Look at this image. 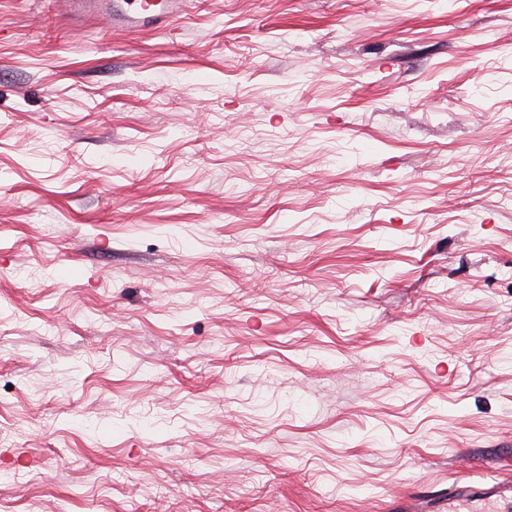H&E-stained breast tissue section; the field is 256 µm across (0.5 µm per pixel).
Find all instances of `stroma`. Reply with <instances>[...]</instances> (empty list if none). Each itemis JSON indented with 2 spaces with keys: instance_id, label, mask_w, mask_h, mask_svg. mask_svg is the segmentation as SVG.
<instances>
[{
  "instance_id": "35a3bbf8",
  "label": "stroma",
  "mask_w": 512,
  "mask_h": 512,
  "mask_svg": "<svg viewBox=\"0 0 512 512\" xmlns=\"http://www.w3.org/2000/svg\"><path fill=\"white\" fill-rule=\"evenodd\" d=\"M0 512H411L512 478V0H0ZM58 11L77 15L94 9H106L115 22L140 27H157L175 16L180 0H126L122 11L112 8V3L103 0H59ZM114 13V14H113Z\"/></svg>"
}]
</instances>
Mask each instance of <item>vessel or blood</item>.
I'll list each match as a JSON object with an SVG mask.
<instances>
[{"mask_svg":"<svg viewBox=\"0 0 512 512\" xmlns=\"http://www.w3.org/2000/svg\"><path fill=\"white\" fill-rule=\"evenodd\" d=\"M180 0H125L123 9L112 10L109 0H58V9L77 15L94 9H109L117 22L156 27L174 17ZM512 506V481L490 480L457 483L448 493L445 512H499Z\"/></svg>","mask_w":512,"mask_h":512,"instance_id":"1","label":"vessel or blood"}]
</instances>
